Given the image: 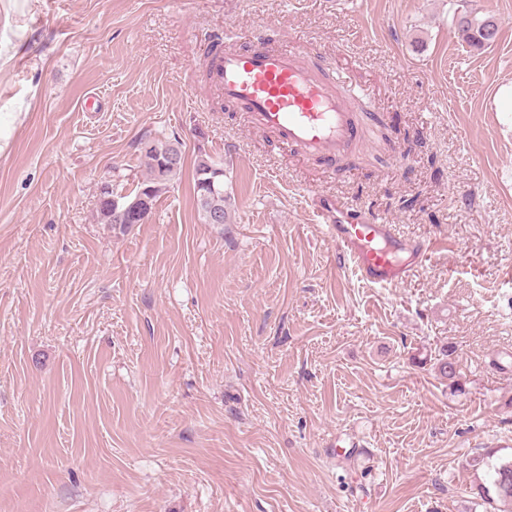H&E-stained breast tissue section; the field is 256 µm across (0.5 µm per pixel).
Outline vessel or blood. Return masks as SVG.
I'll return each mask as SVG.
<instances>
[{"label": "vessel or blood", "instance_id": "obj_1", "mask_svg": "<svg viewBox=\"0 0 512 512\" xmlns=\"http://www.w3.org/2000/svg\"><path fill=\"white\" fill-rule=\"evenodd\" d=\"M208 80L226 104L246 113L251 130L275 136L326 167L361 140L363 116L351 111L335 80L310 65L300 47L257 41L238 48L219 39ZM317 215L355 274L372 287L406 282L433 249L339 197L319 199Z\"/></svg>", "mask_w": 512, "mask_h": 512}]
</instances>
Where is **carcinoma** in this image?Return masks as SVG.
I'll return each mask as SVG.
<instances>
[{"instance_id": "carcinoma-1", "label": "carcinoma", "mask_w": 512, "mask_h": 512, "mask_svg": "<svg viewBox=\"0 0 512 512\" xmlns=\"http://www.w3.org/2000/svg\"><path fill=\"white\" fill-rule=\"evenodd\" d=\"M454 14L455 31L459 39L473 47L487 46L485 31L491 25L493 17H477L475 10L470 7L469 0H456ZM144 151L148 176L137 184L133 192L123 194L110 183L100 187L96 201V217L100 223H124L122 210L125 202L145 190L149 192L151 202L154 203L179 175L184 162L179 141L149 140L145 143ZM218 168H224V164L207 154L200 155L196 161L194 193L198 215L204 224L210 223L211 215L215 213L220 214L222 219H227L228 201L224 196V180L221 177L214 178ZM440 355L441 358L437 359L439 374L450 380L455 379L457 368L452 353L444 347ZM493 456L494 451L489 450L469 463L476 471L484 469V477L476 480L474 484L472 512H477L479 507L483 508V512H488L486 507H491L497 502L512 504V461H495Z\"/></svg>"}]
</instances>
